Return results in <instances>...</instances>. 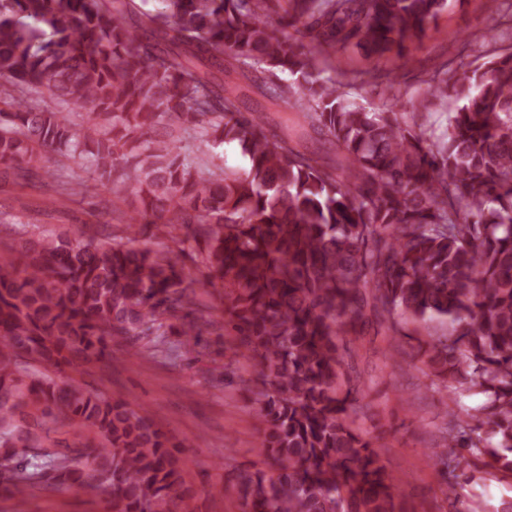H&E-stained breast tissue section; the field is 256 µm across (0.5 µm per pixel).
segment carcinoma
Masks as SVG:
<instances>
[{
	"instance_id": "1",
	"label": "carcinoma",
	"mask_w": 512,
	"mask_h": 512,
	"mask_svg": "<svg viewBox=\"0 0 512 512\" xmlns=\"http://www.w3.org/2000/svg\"><path fill=\"white\" fill-rule=\"evenodd\" d=\"M158 2L0 0V176L86 160L132 197L129 223L176 246L40 233L0 252V489L18 505L66 486L106 490L110 512H189L148 411L55 374L112 358L117 336L166 353L176 325L199 351L208 321L187 309L203 282L224 289L259 376L269 469L239 474L244 512H403V479L357 425L343 337L408 339L409 320L451 327L418 345L448 393L430 451L448 499L477 472L512 478V50L442 65L401 112L391 81L375 108L321 73L350 48L402 53L447 0H288L276 21L273 0ZM450 100L438 134L431 107ZM190 132L202 153L239 146L247 167L188 159Z\"/></svg>"
}]
</instances>
